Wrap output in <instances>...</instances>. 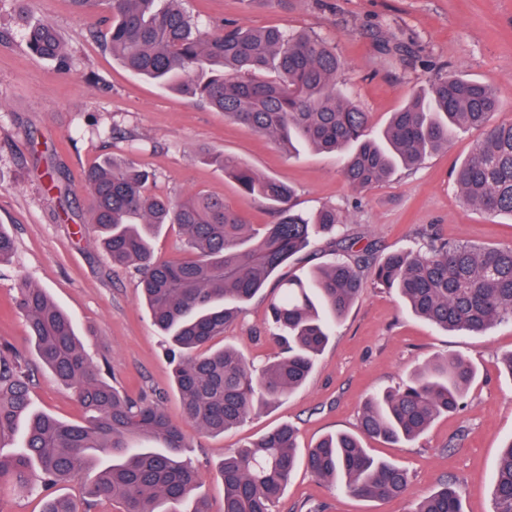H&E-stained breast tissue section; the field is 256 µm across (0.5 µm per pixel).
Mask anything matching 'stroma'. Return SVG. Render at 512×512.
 I'll list each match as a JSON object with an SVG mask.
<instances>
[{
	"instance_id": "1",
	"label": "stroma",
	"mask_w": 512,
	"mask_h": 512,
	"mask_svg": "<svg viewBox=\"0 0 512 512\" xmlns=\"http://www.w3.org/2000/svg\"><path fill=\"white\" fill-rule=\"evenodd\" d=\"M182 6L204 33L224 19L311 30L334 43L345 61L336 82L369 113L371 132L440 69L498 89L502 105L494 119L512 122V0H293L285 10L249 7L244 0H183ZM26 21L48 22L59 31L71 57L69 72L29 53ZM106 32L99 18L77 12L70 0H0V224L15 243L11 260L0 264V341L28 352L24 320L10 303L19 280L45 289L75 318L87 356L105 381L136 398L161 399L190 443L187 456L212 512L224 497L218 467L246 441L289 424L300 450H307L326 435L355 431L367 394L402 385L416 363L434 355L465 359L477 378L464 410L440 416L403 447L365 443L373 455L408 470L407 495L368 501L301 470L275 512H412L417 497L445 480L459 486L463 512H493V476L501 446L512 438V378L500 364L512 352L511 322L481 335L446 330L417 318L393 292L365 277L307 383L276 406L251 413L238 428L210 436L183 415L165 339L141 301L136 272L113 266L89 224L83 179L92 165L122 155L154 173L157 193L219 196L255 227L272 223L263 200L245 195L201 158L206 149L287 182L296 211L340 209L349 232L372 241L380 254L420 248L427 233L451 242L510 245L512 217L463 207L452 175L479 131L457 134L421 165L357 192L342 177L337 157L304 149L288 155L223 113L132 73L113 58ZM391 34L418 47V59L382 54L377 40ZM51 168L60 171L63 191L48 189ZM273 295L265 288L224 333L225 343L258 364L278 352L266 323ZM31 403L36 411L82 419L71 391L41 369Z\"/></svg>"
}]
</instances>
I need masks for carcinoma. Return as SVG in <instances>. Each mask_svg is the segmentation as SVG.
<instances>
[{
	"instance_id": "obj_1",
	"label": "carcinoma",
	"mask_w": 512,
	"mask_h": 512,
	"mask_svg": "<svg viewBox=\"0 0 512 512\" xmlns=\"http://www.w3.org/2000/svg\"><path fill=\"white\" fill-rule=\"evenodd\" d=\"M84 14L106 12L107 46L131 71L199 99L288 153L302 147L340 153L341 171L359 192L400 167L412 169L448 146L458 130H478L472 153L455 171L463 203L496 217L512 216V123L496 124L499 91L484 83L436 73L391 117L381 136L368 133L370 116L336 86L345 62L333 44L310 32L219 24L198 36L182 0H71ZM30 52L63 72L70 56L56 28L26 30ZM383 48L399 57L418 50L400 39ZM242 192L276 214L263 232L216 196L181 199L149 189L153 175L131 161L108 158L86 175L89 223L116 266H132L152 323L169 340L173 383L185 418L212 436L237 427L303 386L336 323L363 288V272L396 293L411 311L447 330L482 334L512 321V245L484 247L432 240L419 250L374 256L373 246L346 233V217L323 206L309 216L293 211L292 190L225 154L201 152ZM179 227L190 255L154 257L151 239L165 225ZM332 235L336 260L308 277H278L280 296L269 304L273 339L281 352L257 369L238 348L215 347L239 308L317 236ZM12 308L25 319L40 364L73 389L85 409L68 423L31 409L35 374L25 356L0 342V494L47 492L89 470L94 480L77 499L50 498L43 512H88L103 498L123 512H210L198 472L185 458L183 433L160 400L134 399L100 378L76 334L74 319L47 292L23 280ZM476 378L463 359L434 356L415 365L401 386L365 401L357 429L321 439L298 455L293 427L282 425L224 456L221 512H273L298 466L356 496L387 501L407 493L400 465L377 458L364 439L394 445L424 435L441 415L459 411ZM112 453L100 466L98 454ZM493 512H512V439L501 451L493 483ZM413 512H462L451 481L419 497Z\"/></svg>"
}]
</instances>
